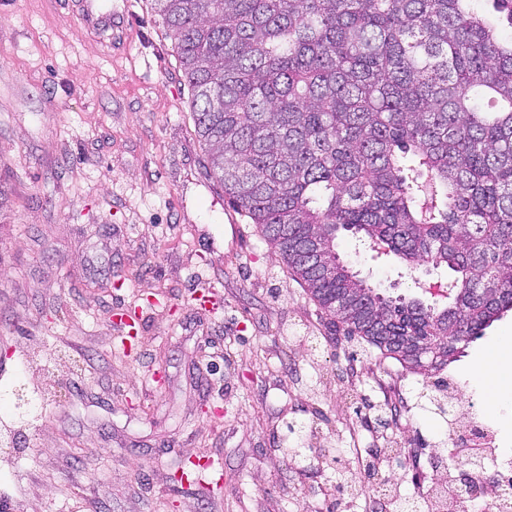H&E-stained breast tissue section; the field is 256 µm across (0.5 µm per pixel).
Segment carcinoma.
Here are the masks:
<instances>
[{
    "instance_id": "carcinoma-1",
    "label": "carcinoma",
    "mask_w": 512,
    "mask_h": 512,
    "mask_svg": "<svg viewBox=\"0 0 512 512\" xmlns=\"http://www.w3.org/2000/svg\"><path fill=\"white\" fill-rule=\"evenodd\" d=\"M206 174L326 327L441 372L512 311V0H154ZM453 272L389 296L336 240Z\"/></svg>"
}]
</instances>
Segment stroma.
<instances>
[{
    "label": "stroma",
    "mask_w": 512,
    "mask_h": 512,
    "mask_svg": "<svg viewBox=\"0 0 512 512\" xmlns=\"http://www.w3.org/2000/svg\"><path fill=\"white\" fill-rule=\"evenodd\" d=\"M0 0V439L11 512H376L339 495L370 459L396 498L446 483L430 375L352 353L273 246L207 176L191 92L152 0ZM341 257L372 287L421 295L399 261ZM140 310L133 348L115 316ZM512 312L450 364L512 463V394L474 381ZM213 461L221 487L178 482Z\"/></svg>",
    "instance_id": "35a3bbf8"
}]
</instances>
